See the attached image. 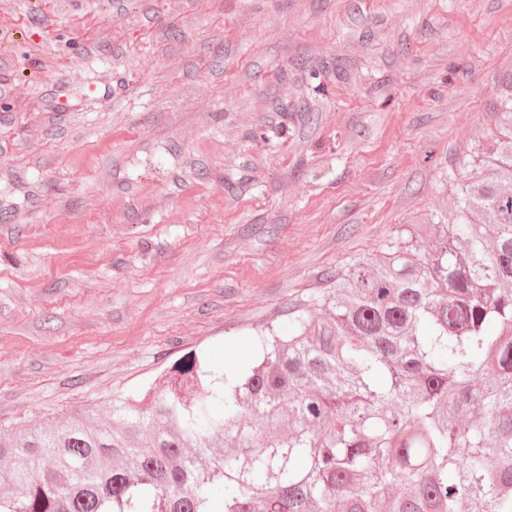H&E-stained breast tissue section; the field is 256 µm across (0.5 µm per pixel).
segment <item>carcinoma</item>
I'll return each instance as SVG.
<instances>
[{
	"label": "carcinoma",
	"mask_w": 512,
	"mask_h": 512,
	"mask_svg": "<svg viewBox=\"0 0 512 512\" xmlns=\"http://www.w3.org/2000/svg\"><path fill=\"white\" fill-rule=\"evenodd\" d=\"M452 176L448 222L400 225L249 365L0 429V512H512V104Z\"/></svg>",
	"instance_id": "obj_1"
}]
</instances>
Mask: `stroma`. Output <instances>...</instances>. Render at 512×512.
Masks as SVG:
<instances>
[{
    "label": "stroma",
    "instance_id": "1",
    "mask_svg": "<svg viewBox=\"0 0 512 512\" xmlns=\"http://www.w3.org/2000/svg\"><path fill=\"white\" fill-rule=\"evenodd\" d=\"M512 98V0H0V425L230 363Z\"/></svg>",
    "mask_w": 512,
    "mask_h": 512
}]
</instances>
